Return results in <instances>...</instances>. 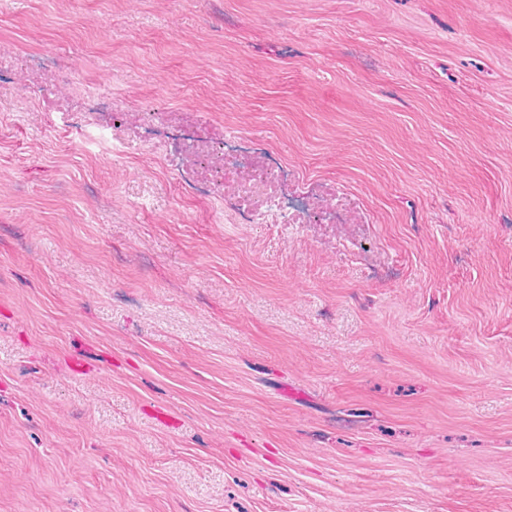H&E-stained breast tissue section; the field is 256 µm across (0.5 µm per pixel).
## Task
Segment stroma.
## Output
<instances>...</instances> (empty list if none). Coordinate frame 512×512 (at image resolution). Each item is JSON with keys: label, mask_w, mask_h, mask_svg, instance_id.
Listing matches in <instances>:
<instances>
[{"label": "stroma", "mask_w": 512, "mask_h": 512, "mask_svg": "<svg viewBox=\"0 0 512 512\" xmlns=\"http://www.w3.org/2000/svg\"><path fill=\"white\" fill-rule=\"evenodd\" d=\"M0 42V512H512V0H0ZM49 51L356 223H225ZM84 98L91 108L89 112H81L70 119L72 124L82 135L90 137L99 142H112V148L118 152L131 150L135 145L129 143L119 134V128L112 121V126L101 124L100 121L104 112L103 108L112 107V97L105 90H85Z\"/></svg>", "instance_id": "obj_1"}]
</instances>
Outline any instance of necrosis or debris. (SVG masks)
Here are the masks:
<instances>
[{
  "label": "necrosis or debris",
  "mask_w": 512,
  "mask_h": 512,
  "mask_svg": "<svg viewBox=\"0 0 512 512\" xmlns=\"http://www.w3.org/2000/svg\"><path fill=\"white\" fill-rule=\"evenodd\" d=\"M89 111L73 116L72 125L84 136L111 143L118 152L131 145L121 137L117 126L102 124V111L111 107L112 98L101 89L84 93ZM144 144L165 148L167 167L186 175L185 188L197 194L208 193L209 183L230 190L233 221L237 224H341L348 208L345 200L330 194L317 208L305 206L311 194L309 184L291 181L287 166L262 160L258 144L236 136L223 142L202 135L198 127L170 130L164 124H149L140 138Z\"/></svg>",
  "instance_id": "obj_1"
}]
</instances>
